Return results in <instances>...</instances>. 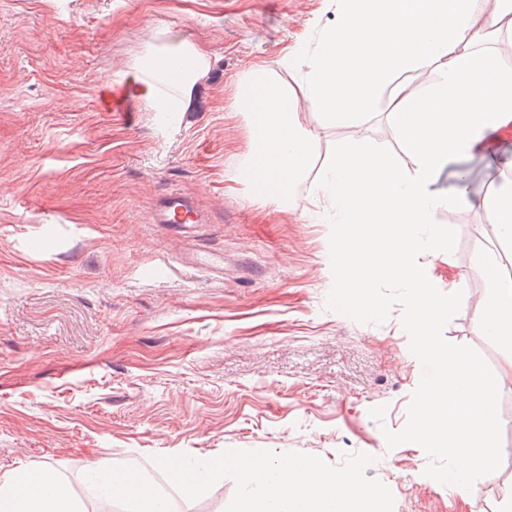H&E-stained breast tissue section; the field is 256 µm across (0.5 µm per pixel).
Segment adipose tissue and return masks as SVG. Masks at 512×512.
Here are the masks:
<instances>
[{
  "instance_id": "ef3b65f1",
  "label": "adipose tissue",
  "mask_w": 512,
  "mask_h": 512,
  "mask_svg": "<svg viewBox=\"0 0 512 512\" xmlns=\"http://www.w3.org/2000/svg\"><path fill=\"white\" fill-rule=\"evenodd\" d=\"M512 40V0H336V20L296 42L277 61L251 64L237 80L228 109L243 113L249 132L242 182L258 203L331 213L338 227L336 285L356 304L374 309L372 282L399 280L412 303L406 326L419 338L434 373L423 385L413 424L431 448L448 452L449 488L467 496L476 471L497 463V425L468 355L435 340L453 299L432 293L424 256L445 258L454 244L435 226L436 213L462 211L470 193L456 161L492 157L496 135L512 128V70L497 67L494 40ZM432 69L434 81L420 76ZM212 71L209 53L181 41L140 58L139 94L157 112H184ZM390 91L389 115L399 145L414 162L364 137L359 120ZM318 112L317 124L301 113ZM347 127L320 171L311 161L328 128ZM450 171L451 192L438 187ZM305 196H298V188ZM492 294L475 318L487 335L512 341V275L499 258H481ZM97 494L122 500L127 512L158 506L154 488L133 473L115 476L107 457L89 469ZM0 512H85L55 469L19 467L0 474Z\"/></svg>"
}]
</instances>
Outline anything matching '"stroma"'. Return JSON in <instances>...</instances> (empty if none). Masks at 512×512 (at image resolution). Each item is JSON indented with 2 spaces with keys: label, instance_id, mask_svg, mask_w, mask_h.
<instances>
[{
  "label": "stroma",
  "instance_id": "35a3bbf8",
  "mask_svg": "<svg viewBox=\"0 0 512 512\" xmlns=\"http://www.w3.org/2000/svg\"><path fill=\"white\" fill-rule=\"evenodd\" d=\"M334 0H0V472L54 467L83 495L91 462L139 471L156 457L210 460L229 449L301 452L336 466L373 456L393 512H501L512 486V348L486 336L477 263L507 245L483 206L498 184L462 159L473 206L435 216L454 242L432 260L435 294L459 305L437 342L481 367L498 421L496 467L450 493L446 452L413 433L431 362L403 324L401 283L378 280L377 313L341 306L337 227L254 203L239 182L248 148L229 92L254 62L276 61ZM207 49L212 71L190 111L166 119L134 98L108 112L159 40ZM386 101L362 133L400 151ZM191 198L204 223L188 235L151 223L159 196ZM224 258L223 272L185 260ZM466 277L456 287L454 273Z\"/></svg>",
  "mask_w": 512,
  "mask_h": 512
}]
</instances>
